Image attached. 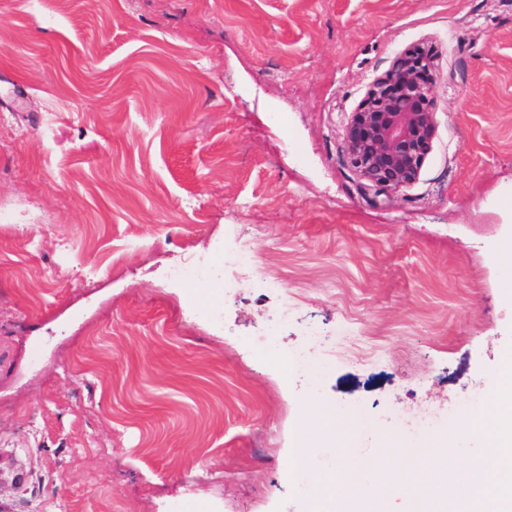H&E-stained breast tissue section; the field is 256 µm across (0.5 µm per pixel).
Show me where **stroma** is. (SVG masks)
<instances>
[{"label": "stroma", "mask_w": 512, "mask_h": 512, "mask_svg": "<svg viewBox=\"0 0 512 512\" xmlns=\"http://www.w3.org/2000/svg\"><path fill=\"white\" fill-rule=\"evenodd\" d=\"M415 44L436 132L378 197L342 139ZM228 224L273 287L217 288ZM510 258L512 0H0V512H330L321 436L498 417ZM284 364L288 376L305 377L311 373V352L291 351L284 356Z\"/></svg>", "instance_id": "obj_1"}]
</instances>
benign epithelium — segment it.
Returning <instances> with one entry per match:
<instances>
[{
	"mask_svg": "<svg viewBox=\"0 0 512 512\" xmlns=\"http://www.w3.org/2000/svg\"><path fill=\"white\" fill-rule=\"evenodd\" d=\"M436 84L433 51L413 46L396 57L351 113L343 156L375 192L395 191L418 178L435 135Z\"/></svg>",
	"mask_w": 512,
	"mask_h": 512,
	"instance_id": "benign-epithelium-1",
	"label": "benign epithelium"
}]
</instances>
